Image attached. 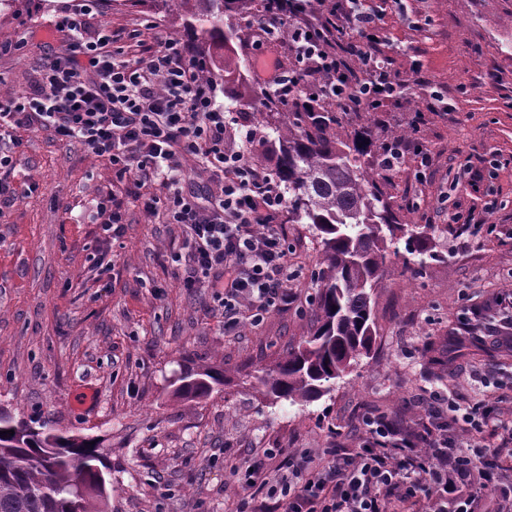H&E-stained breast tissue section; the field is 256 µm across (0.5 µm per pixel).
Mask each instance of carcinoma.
Instances as JSON below:
<instances>
[{"label": "carcinoma", "instance_id": "1", "mask_svg": "<svg viewBox=\"0 0 512 512\" xmlns=\"http://www.w3.org/2000/svg\"><path fill=\"white\" fill-rule=\"evenodd\" d=\"M165 12L177 11L183 29L201 50H224L205 75L224 85L244 80L234 48L241 26L237 15L256 0H139ZM265 111L261 125L276 134V174L288 188V222L307 224L319 249L313 322L309 335L274 367L256 376L273 401L307 403L331 394L340 379L370 354L378 336L375 295L389 267L418 273L434 251L446 224H401L370 176L373 142L365 130L346 133L347 113L330 105L311 119L285 112L256 96ZM404 243V249L398 244ZM474 324L467 340L486 343V319ZM175 398L207 397L224 384V368L200 364L177 378ZM12 430L9 436L5 431ZM107 468L99 444L64 436L47 424L35 428L0 411V512H108L107 495L95 489L97 472Z\"/></svg>", "mask_w": 512, "mask_h": 512}]
</instances>
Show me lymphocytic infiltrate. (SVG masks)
I'll use <instances>...</instances> for the list:
<instances>
[{
  "mask_svg": "<svg viewBox=\"0 0 512 512\" xmlns=\"http://www.w3.org/2000/svg\"><path fill=\"white\" fill-rule=\"evenodd\" d=\"M95 0L56 14L60 54L25 96L0 98V205L14 201L7 180L20 142L38 125L82 140L119 174L156 182L169 223L185 226L187 287L208 285L224 326L240 311L262 320L286 303L288 201L277 176L253 162L255 131L234 134L240 118L217 102V83L191 43L167 38L130 55L116 35L90 29ZM259 43L287 42L292 64L274 58L272 101L298 112H376L400 85L379 36L380 14L359 0H267ZM195 163L216 192L181 187ZM498 396L468 402L431 393L428 422L411 428L363 416L355 450L300 452L286 466L241 472L236 512H512V420Z\"/></svg>",
  "mask_w": 512,
  "mask_h": 512,
  "instance_id": "obj_1",
  "label": "lymphocytic infiltrate"
}]
</instances>
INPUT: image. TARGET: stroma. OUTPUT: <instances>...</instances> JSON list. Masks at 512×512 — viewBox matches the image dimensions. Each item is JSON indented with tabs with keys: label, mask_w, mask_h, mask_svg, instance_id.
<instances>
[{
	"label": "stroma",
	"mask_w": 512,
	"mask_h": 512,
	"mask_svg": "<svg viewBox=\"0 0 512 512\" xmlns=\"http://www.w3.org/2000/svg\"><path fill=\"white\" fill-rule=\"evenodd\" d=\"M78 2L17 0L0 15V89L33 90L59 49L53 17ZM365 3L383 13V50L402 93L349 126L377 134L419 123L403 164L379 183L397 218L422 223L408 206L418 192L425 208L469 214L500 233L439 239L441 259L418 274L391 270L375 298L370 357L310 404L270 402L254 379L310 329L319 253L307 225L285 227L288 304L228 330L210 289L183 283L182 225L144 212L128 194L131 177L81 140L19 131L8 177L16 199L0 209V408L96 438L110 465V512H230L238 493L230 474L246 461L268 451L272 468L301 448L354 447L367 414L417 426L416 401L433 391L499 389L500 414L512 419V356L464 347L450 363L432 358L465 309L512 294V0ZM259 21L256 9L241 20L245 86L217 97L247 129L257 126L255 61L288 54L283 43L253 49ZM93 24L147 43L180 26L175 14L131 0H99ZM420 149L432 157L423 186ZM113 193L124 199L123 231L105 241L88 214ZM204 358L223 361L224 385L204 399L173 398L183 365Z\"/></svg>",
	"instance_id": "stroma-1"
}]
</instances>
